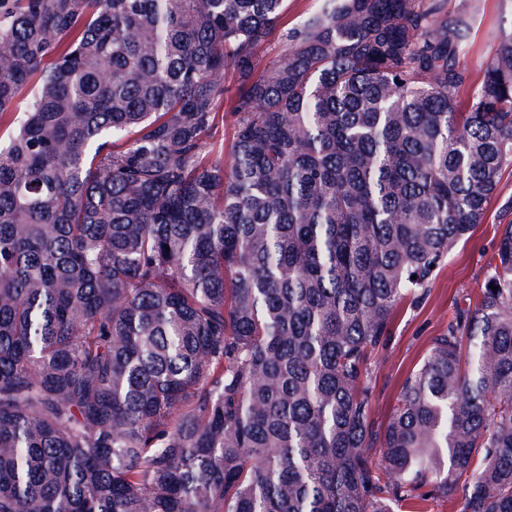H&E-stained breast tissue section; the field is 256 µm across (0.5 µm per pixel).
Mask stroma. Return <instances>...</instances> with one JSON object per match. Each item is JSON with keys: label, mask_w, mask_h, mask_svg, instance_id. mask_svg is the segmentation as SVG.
I'll use <instances>...</instances> for the list:
<instances>
[{"label": "stroma", "mask_w": 512, "mask_h": 512, "mask_svg": "<svg viewBox=\"0 0 512 512\" xmlns=\"http://www.w3.org/2000/svg\"><path fill=\"white\" fill-rule=\"evenodd\" d=\"M445 13L466 15L470 35L458 62L480 80L485 62L499 39L512 33V0H446ZM512 222V165L504 167L497 192L484 220L471 238L460 243L436 270L431 294L423 303L401 305L385 348L376 357L373 375V417L384 422L393 413L407 373L421 360L433 336L454 318L457 306L482 287L486 264L495 253L494 227Z\"/></svg>", "instance_id": "obj_1"}]
</instances>
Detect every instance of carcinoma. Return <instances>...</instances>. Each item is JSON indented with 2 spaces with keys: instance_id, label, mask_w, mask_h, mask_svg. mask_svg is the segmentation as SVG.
<instances>
[{
  "instance_id": "obj_1",
  "label": "carcinoma",
  "mask_w": 512,
  "mask_h": 512,
  "mask_svg": "<svg viewBox=\"0 0 512 512\" xmlns=\"http://www.w3.org/2000/svg\"><path fill=\"white\" fill-rule=\"evenodd\" d=\"M285 2L0 0V512H512V223L382 428L370 366L512 165V34L476 84L443 0ZM235 80L231 75L225 78L224 86L226 91L224 92V104L221 106L219 117L216 122V126L211 131L206 142L209 144H215L216 150L224 143V162L228 166L230 158L228 155V147L232 139L234 116L231 114L233 105V96L235 93Z\"/></svg>"
}]
</instances>
